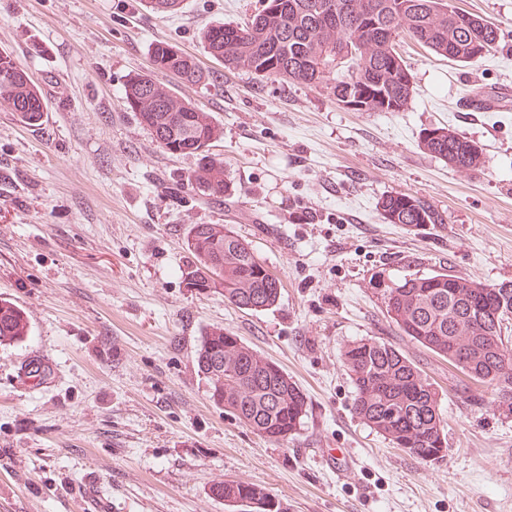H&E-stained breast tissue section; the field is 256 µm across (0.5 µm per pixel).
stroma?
<instances>
[{"label":"stroma","mask_w":512,"mask_h":512,"mask_svg":"<svg viewBox=\"0 0 512 512\" xmlns=\"http://www.w3.org/2000/svg\"><path fill=\"white\" fill-rule=\"evenodd\" d=\"M499 28L463 65L410 39L398 50L415 93L402 112H357L327 89L228 70L201 35L241 23L261 0H0V50L42 92L36 125L0 110V299L30 334L0 345V512H229L216 480L264 486L288 512H512V412L409 337L384 290L446 272L512 281V0H452ZM166 41L216 72L219 89L159 74L224 130L210 148L233 190L216 203L188 180L192 157L164 152L121 104L132 72ZM493 96L465 111L470 94ZM447 126L479 142L465 173L421 147ZM401 192L443 215L384 223ZM194 224H229L281 281L254 312L184 287ZM221 326L285 369L308 396L303 424L276 445L209 399L196 363ZM392 343L434 383L448 454L423 463L353 413L348 342ZM40 358L44 380L23 367Z\"/></svg>","instance_id":"1"}]
</instances>
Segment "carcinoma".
I'll use <instances>...</instances> for the list:
<instances>
[{
  "label": "carcinoma",
  "mask_w": 512,
  "mask_h": 512,
  "mask_svg": "<svg viewBox=\"0 0 512 512\" xmlns=\"http://www.w3.org/2000/svg\"><path fill=\"white\" fill-rule=\"evenodd\" d=\"M268 0L243 24H219L203 33L209 54L229 68L284 82L326 85L336 101L363 112H401L414 86L397 39L406 35L436 55L473 64L496 46L500 32L481 17L458 10L450 0H286L288 8ZM155 13H175L183 0H146ZM344 49L343 60L336 49ZM155 70L183 81L217 86V76L195 58L167 41L152 49ZM346 74L327 82L332 71ZM122 103L138 114L163 151L194 156L197 188L221 202L232 185L224 161L209 154L223 135L211 113L174 96L150 74L126 80ZM6 105L29 124L44 112L41 91L28 79L14 56L0 51V106ZM423 149L455 169L476 173L485 166L483 147L449 128L426 131ZM380 218L388 224L421 227L442 224V214L429 202L407 193L378 201ZM189 253L180 268L182 282L200 293H214L253 311L275 307L281 296L279 279L250 245L228 224H194L187 233ZM504 299V312L494 319L471 312L489 289ZM388 316L400 333L460 369L471 380L496 391L512 386V348L503 335L512 304V283L488 284L439 273L403 278L384 291ZM24 312L0 299V344L28 335ZM353 386V410L359 419L395 448L422 462L448 453V436L440 411L441 397L433 384L398 348L387 342L359 339L342 351ZM198 371L213 403L257 435L282 445L301 427L307 396L278 364L213 327L197 351ZM213 497L241 512H287L265 487L242 481H215Z\"/></svg>",
  "instance_id": "1"
}]
</instances>
